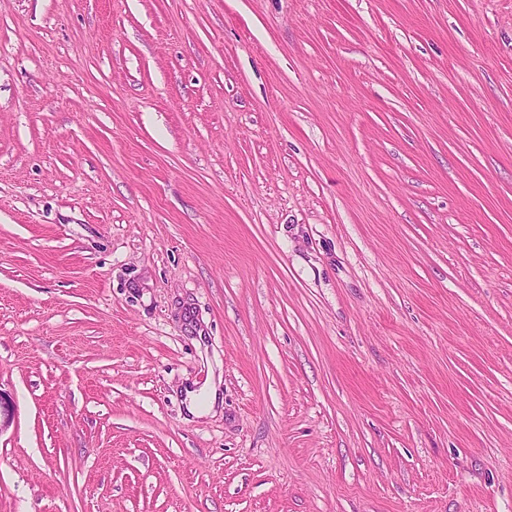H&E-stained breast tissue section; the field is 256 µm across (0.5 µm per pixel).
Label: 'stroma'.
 Wrapping results in <instances>:
<instances>
[{
    "label": "stroma",
    "mask_w": 512,
    "mask_h": 512,
    "mask_svg": "<svg viewBox=\"0 0 512 512\" xmlns=\"http://www.w3.org/2000/svg\"><path fill=\"white\" fill-rule=\"evenodd\" d=\"M0 398V512H512V0H0ZM189 411L194 415H201L211 411L218 399V391L214 385L202 388L199 392L189 391Z\"/></svg>",
    "instance_id": "35a3bbf8"
}]
</instances>
